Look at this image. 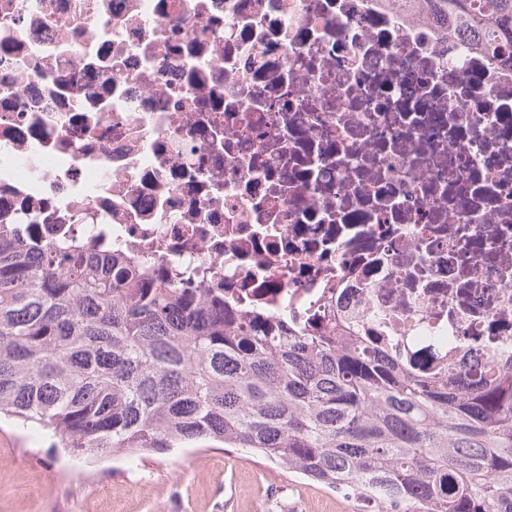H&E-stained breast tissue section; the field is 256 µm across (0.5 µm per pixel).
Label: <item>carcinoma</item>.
Returning a JSON list of instances; mask_svg holds the SVG:
<instances>
[{
	"instance_id": "obj_1",
	"label": "carcinoma",
	"mask_w": 512,
	"mask_h": 512,
	"mask_svg": "<svg viewBox=\"0 0 512 512\" xmlns=\"http://www.w3.org/2000/svg\"><path fill=\"white\" fill-rule=\"evenodd\" d=\"M512 51V0H428ZM73 458L218 442L344 491L360 512H512V368L423 381L340 328L271 330L212 288L0 224V417Z\"/></svg>"
}]
</instances>
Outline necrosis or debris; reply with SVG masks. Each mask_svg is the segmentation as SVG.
I'll return each mask as SVG.
<instances>
[{
	"mask_svg": "<svg viewBox=\"0 0 512 512\" xmlns=\"http://www.w3.org/2000/svg\"><path fill=\"white\" fill-rule=\"evenodd\" d=\"M0 224L512 367V55L383 0H0Z\"/></svg>",
	"mask_w": 512,
	"mask_h": 512,
	"instance_id": "obj_1",
	"label": "necrosis or debris"
}]
</instances>
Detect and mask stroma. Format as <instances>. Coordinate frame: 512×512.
Masks as SVG:
<instances>
[{
  "mask_svg": "<svg viewBox=\"0 0 512 512\" xmlns=\"http://www.w3.org/2000/svg\"><path fill=\"white\" fill-rule=\"evenodd\" d=\"M0 512H357L345 493L230 448L73 461L0 419Z\"/></svg>",
  "mask_w": 512,
  "mask_h": 512,
  "instance_id": "1",
  "label": "stroma"
}]
</instances>
